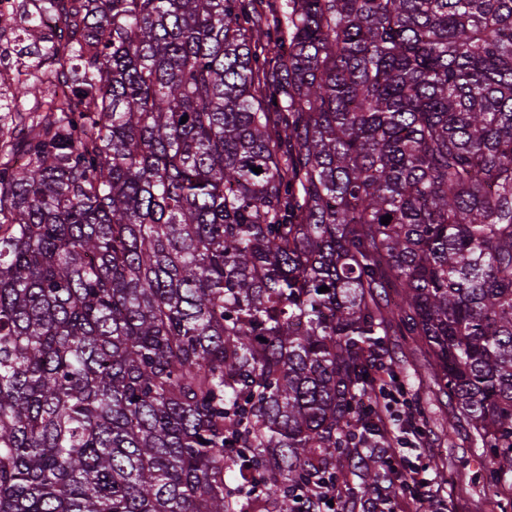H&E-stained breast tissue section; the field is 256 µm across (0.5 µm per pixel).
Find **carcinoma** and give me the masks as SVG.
Here are the masks:
<instances>
[{
  "instance_id": "1",
  "label": "carcinoma",
  "mask_w": 512,
  "mask_h": 512,
  "mask_svg": "<svg viewBox=\"0 0 512 512\" xmlns=\"http://www.w3.org/2000/svg\"><path fill=\"white\" fill-rule=\"evenodd\" d=\"M14 2L0 512H397L391 336L512 475V0ZM388 345L394 361L400 367L408 369L409 373H413L412 368H418L424 374L427 357L422 350L415 346H399L396 336L389 337Z\"/></svg>"
}]
</instances>
